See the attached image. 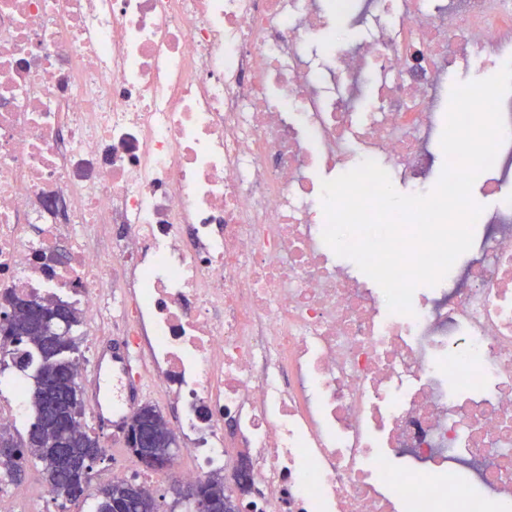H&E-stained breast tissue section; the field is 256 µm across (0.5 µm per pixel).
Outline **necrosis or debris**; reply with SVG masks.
I'll list each match as a JSON object with an SVG mask.
<instances>
[{"mask_svg":"<svg viewBox=\"0 0 512 512\" xmlns=\"http://www.w3.org/2000/svg\"><path fill=\"white\" fill-rule=\"evenodd\" d=\"M357 8L374 34L337 45ZM490 46L512 60V0H0V306L76 308L84 379L121 327L181 407L168 479L223 470L233 422L243 512H512V94L496 204L412 314L324 243L316 177L372 159L425 193L448 77ZM30 415L9 373L0 429ZM309 55L313 60L319 80L325 86V91L329 94L331 85L328 79V72L331 69L330 55L324 51L320 44L316 43L310 46Z\"/></svg>","mask_w":512,"mask_h":512,"instance_id":"4bbe7bcc","label":"necrosis or debris"}]
</instances>
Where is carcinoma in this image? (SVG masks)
Masks as SVG:
<instances>
[{"label":"carcinoma","mask_w":512,"mask_h":512,"mask_svg":"<svg viewBox=\"0 0 512 512\" xmlns=\"http://www.w3.org/2000/svg\"><path fill=\"white\" fill-rule=\"evenodd\" d=\"M39 304L49 312L54 307L61 309L64 322L54 327H35L24 318L0 322V336L23 349L14 366L26 373L28 396L34 410L33 420L25 435L15 437L10 432H0V440L10 442L15 449L11 454L0 455V474L10 480L21 478L25 473L26 460L32 457L41 463L49 492L72 502L86 496L84 486L89 484V473L84 471V463L92 452L101 450V446L86 431L80 429L76 436L69 437L48 419L49 399L44 389V373L54 367L63 374L67 365L79 360V346L73 332L80 323V316L69 304L60 300L51 304L41 300ZM58 335L67 337V345L55 351L48 346V342ZM52 388L58 393V409L62 412L68 411L72 404L84 403L81 388L72 387L64 376L57 379ZM146 414L156 426L149 453L159 458L169 457L172 449L177 447L175 434L165 426V418L156 405L146 403ZM54 442L64 443L68 451L70 465L66 469L61 467L48 447ZM204 493L212 500L214 512H240L236 497L224 491V479L210 478V482L205 484ZM96 496L95 512H119L130 504L133 505V512H156L154 498L145 492L137 498L133 497V485L125 479L117 478L99 488Z\"/></svg>","instance_id":"1"}]
</instances>
